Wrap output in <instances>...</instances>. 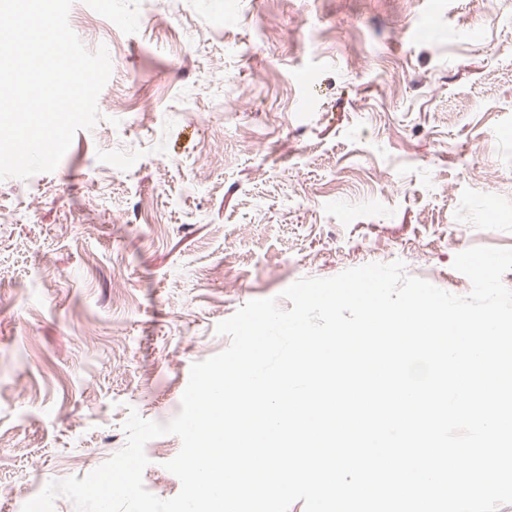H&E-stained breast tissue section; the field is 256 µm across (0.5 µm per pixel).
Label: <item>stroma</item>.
<instances>
[{
	"label": "stroma",
	"mask_w": 512,
	"mask_h": 512,
	"mask_svg": "<svg viewBox=\"0 0 512 512\" xmlns=\"http://www.w3.org/2000/svg\"><path fill=\"white\" fill-rule=\"evenodd\" d=\"M166 7L164 21L151 17ZM101 119L0 180V484L84 477L165 423L216 326L303 277L512 249V0H74ZM150 440L145 488L176 496Z\"/></svg>",
	"instance_id": "stroma-1"
}]
</instances>
